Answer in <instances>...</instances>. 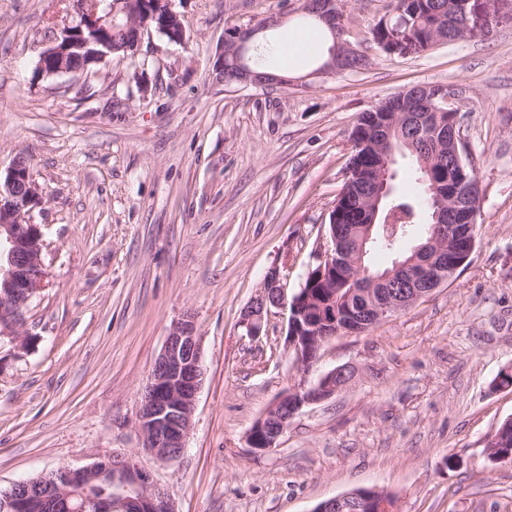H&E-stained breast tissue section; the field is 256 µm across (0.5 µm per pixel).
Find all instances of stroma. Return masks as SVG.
<instances>
[{"mask_svg": "<svg viewBox=\"0 0 512 512\" xmlns=\"http://www.w3.org/2000/svg\"><path fill=\"white\" fill-rule=\"evenodd\" d=\"M302 0H173L189 35L145 34L97 72L34 69L72 0H0V169L26 158L48 285L30 305L35 341L0 339V490L115 452L133 458L176 512H313L358 488L396 512H512V467L488 437L512 417V6L486 5L485 36L417 55L382 51L390 0H345L344 39L367 67L292 85L213 74L231 27L266 23L277 43ZM442 85L480 189L468 265L414 307L335 337L309 373L285 351L287 311L259 338L240 324L269 268L299 290L349 164L359 116L415 87ZM193 314L205 379L187 446L163 463L134 419L172 325ZM353 363L359 377L297 413L279 445L249 448L255 421L300 379Z\"/></svg>", "mask_w": 512, "mask_h": 512, "instance_id": "35a3bbf8", "label": "stroma"}]
</instances>
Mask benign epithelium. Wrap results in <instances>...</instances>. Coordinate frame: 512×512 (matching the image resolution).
I'll return each instance as SVG.
<instances>
[{
	"label": "benign epithelium",
	"instance_id": "benign-epithelium-1",
	"mask_svg": "<svg viewBox=\"0 0 512 512\" xmlns=\"http://www.w3.org/2000/svg\"><path fill=\"white\" fill-rule=\"evenodd\" d=\"M145 0H75L76 18L65 23L53 36L49 45L40 53L36 69L42 76L51 77L75 72V69L60 63L46 67V59L64 53L62 46L72 43L75 33L87 24L98 20L99 14L110 20L123 16L133 31V48H138L144 32L152 29L158 14L140 9ZM166 9L163 28L170 42H185L186 28L172 8V0H165ZM336 13V0H318L312 14L328 25ZM475 8L471 0H454L448 24H455L459 16L469 30L480 28L474 20ZM267 28V24L249 28H237L233 35L225 38L214 63L216 78L224 79V71L237 70L245 85H290L286 77L274 73H257L246 68L245 54L256 36ZM411 21L400 18L387 28L384 42L391 54L411 53L409 41ZM350 53V47L333 41L329 48V59L320 68V73H333L337 63ZM434 98L439 100L441 138L448 147L458 151L456 115L448 103V88L435 89ZM384 105L391 110L390 118L376 129L379 146L390 142L392 131L406 115L404 97H394ZM393 152L387 151L376 166L372 189L363 198L367 223L357 226L353 241L348 242L336 235V214H331L327 242L316 250L320 276L342 266L348 282L355 284L347 296L358 295L363 302L354 311L352 323L336 326V320L325 318L323 306L300 288L287 293L286 276L282 267L274 265L265 276L263 291L245 312L242 326L246 335L256 338L261 335L265 316L270 307L289 312L286 349L293 352L297 362L309 366L311 354L328 339L340 335L361 334L379 322L405 311L420 300L445 285L470 258L475 247L474 225L460 228L461 209L474 206L470 199H462L452 191L447 196L437 193V183L430 191L437 200L432 214V235L427 243L416 248L423 257L413 256L397 262L393 270L383 276H367L364 257L366 244L372 239L380 204L389 194L394 175ZM43 200L42 190L33 179L27 162L19 158L0 175V337L8 336L24 350L30 345L32 336L22 331L24 311L37 294L46 287L48 274L43 272L42 252L44 239L41 225L34 219V211ZM358 370L352 363L337 366L314 382L305 380L290 388L276 399L253 425L247 444L256 451H266L277 446L279 438L288 428L293 415L303 407L329 399L343 390L356 377ZM204 377L202 343L197 334L195 321L188 314L170 329L165 345L156 358L146 396L142 399L135 416V429L145 452L153 457L172 462L180 457L186 446L196 397ZM291 405L293 413H285L284 406ZM109 456L100 458L90 466L80 469L59 468V477L68 485L88 487L99 480L107 466ZM122 492L107 500L108 512H175L174 504L167 492L154 484L150 475L131 458H124L120 472ZM33 481H18L12 489L18 495L6 497L0 502V512H25L27 505L20 491H28ZM40 497L45 502L65 498L61 487L45 480L38 486ZM389 505L376 502L368 496L352 491L320 503L314 512H388Z\"/></svg>",
	"mask_w": 512,
	"mask_h": 512
}]
</instances>
